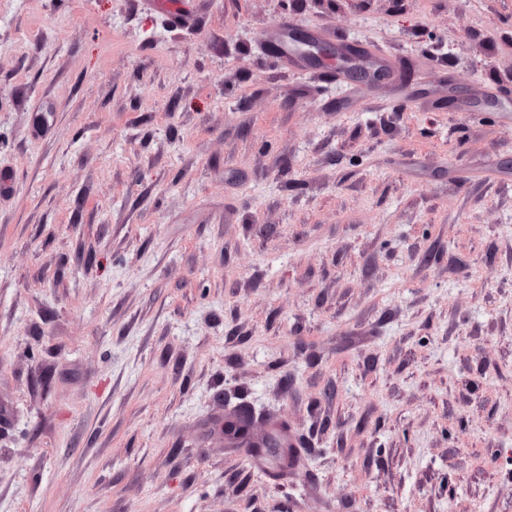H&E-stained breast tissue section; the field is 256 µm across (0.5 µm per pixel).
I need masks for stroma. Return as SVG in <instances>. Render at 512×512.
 Listing matches in <instances>:
<instances>
[{
    "label": "stroma",
    "mask_w": 512,
    "mask_h": 512,
    "mask_svg": "<svg viewBox=\"0 0 512 512\" xmlns=\"http://www.w3.org/2000/svg\"><path fill=\"white\" fill-rule=\"evenodd\" d=\"M190 3L0 0V512H512V0ZM271 50L276 54L277 60L285 69L299 68L304 61L288 49V28L283 26L276 42L273 43ZM297 49L307 55H311L316 60L329 59L336 55V49L341 57L347 58L355 65H364L367 68L377 71L379 69L397 70L398 61L394 56L381 53L372 45H367L356 49L357 51L350 54L345 47L332 48L329 45L310 44L300 39L297 42ZM252 423V411L249 408L242 407L224 421V433L237 444L247 446L246 450L252 457L264 462L266 446L261 440L256 441L252 438L250 431Z\"/></svg>",
    "instance_id": "1"
}]
</instances>
